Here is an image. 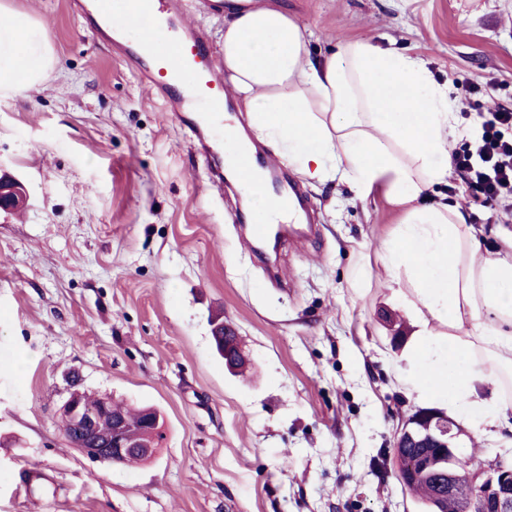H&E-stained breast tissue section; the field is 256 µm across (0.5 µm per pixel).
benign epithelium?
<instances>
[{
  "label": "benign epithelium",
  "instance_id": "1",
  "mask_svg": "<svg viewBox=\"0 0 512 512\" xmlns=\"http://www.w3.org/2000/svg\"><path fill=\"white\" fill-rule=\"evenodd\" d=\"M27 200L24 185L13 179L0 178V210L9 211ZM100 411L112 418V432L99 436L91 446H78L96 461L122 462L130 454L149 460L157 447L139 440L126 425L123 409L104 400ZM62 416L86 432L95 428L97 413L86 410L82 393L75 389L60 408ZM466 431L453 419L436 409H418L405 418L393 436L395 448H431L428 457L448 456L447 497L456 500L460 512H512V461L498 455L478 471L462 465L460 436Z\"/></svg>",
  "mask_w": 512,
  "mask_h": 512
}]
</instances>
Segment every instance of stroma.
I'll return each instance as SVG.
<instances>
[{
    "instance_id": "stroma-1",
    "label": "stroma",
    "mask_w": 512,
    "mask_h": 512,
    "mask_svg": "<svg viewBox=\"0 0 512 512\" xmlns=\"http://www.w3.org/2000/svg\"><path fill=\"white\" fill-rule=\"evenodd\" d=\"M47 26L58 59L27 96L0 94V512H424L382 467L402 418L418 327L380 245L400 209L377 191L301 179L318 235L284 240L278 281L242 235L237 188L217 191L194 141L70 0H7ZM212 49L224 19L183 0ZM313 54L359 39L426 61L456 109L454 141L512 97V0H269ZM506 81L494 97L469 85ZM466 78L453 86L449 74ZM449 174L432 199L467 205ZM370 267L366 287L352 285ZM237 331L234 375L212 321ZM399 343H392L393 335ZM157 409L165 440L135 467L94 461L60 429L72 388ZM27 200L24 185L13 179L0 178V210L9 211Z\"/></svg>"
}]
</instances>
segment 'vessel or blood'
<instances>
[{
	"label": "vessel or blood",
	"instance_id": "b4317fda",
	"mask_svg": "<svg viewBox=\"0 0 512 512\" xmlns=\"http://www.w3.org/2000/svg\"><path fill=\"white\" fill-rule=\"evenodd\" d=\"M122 10L132 20L137 33L130 47L124 48V58L137 65L140 77L158 88L169 111L178 113L181 124L198 145L202 156L209 163L216 187L224 185L222 154L224 147L211 133L217 113L209 106L224 97L223 64L211 51L205 38L187 29L181 20V0H92L81 11L90 20L93 36L104 37L114 32L112 19L115 10ZM164 31L175 47L174 54L149 57L138 63L137 51L150 44L157 31ZM258 163L255 154L239 157L236 165V181L256 196L268 195L271 186L254 177Z\"/></svg>",
	"mask_w": 512,
	"mask_h": 512
}]
</instances>
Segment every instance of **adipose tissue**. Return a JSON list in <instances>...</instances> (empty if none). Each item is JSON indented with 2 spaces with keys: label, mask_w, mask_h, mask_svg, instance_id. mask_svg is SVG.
I'll return each mask as SVG.
<instances>
[{
  "label": "adipose tissue",
  "mask_w": 512,
  "mask_h": 512,
  "mask_svg": "<svg viewBox=\"0 0 512 512\" xmlns=\"http://www.w3.org/2000/svg\"><path fill=\"white\" fill-rule=\"evenodd\" d=\"M6 11L0 0V13ZM0 23V93L23 96L55 65L43 23L20 12ZM224 82L252 139L227 138L224 168L241 148L270 147L303 177L338 179L355 199L385 189L402 226L382 245L390 286L411 285L447 339L426 333L409 379L420 397L447 402L482 433L503 428L500 376L512 373V232L483 252L461 207L428 204L451 170L453 103L425 62L362 40L312 56L300 25L264 0L230 11L219 49Z\"/></svg>",
  "instance_id": "adipose-tissue-1"
}]
</instances>
